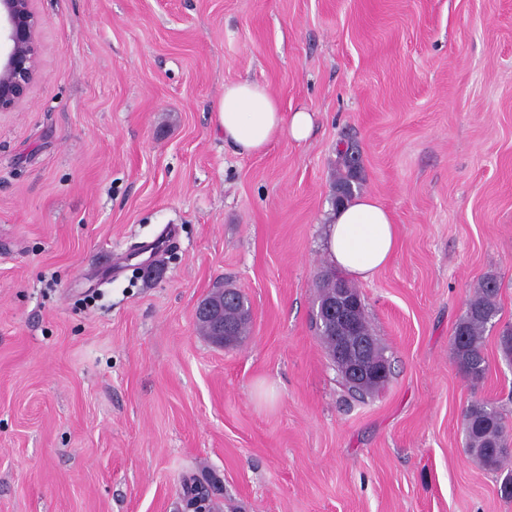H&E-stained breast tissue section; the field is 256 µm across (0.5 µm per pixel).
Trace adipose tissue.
<instances>
[{"label": "adipose tissue", "instance_id": "ef3b65f1", "mask_svg": "<svg viewBox=\"0 0 512 512\" xmlns=\"http://www.w3.org/2000/svg\"><path fill=\"white\" fill-rule=\"evenodd\" d=\"M216 112L225 142L244 155L262 153L283 137L306 140L314 124L313 112L305 108L282 112L264 85L248 79L225 84ZM324 247L332 265L352 277L369 279L397 253L393 217L374 198L353 197L334 208Z\"/></svg>", "mask_w": 512, "mask_h": 512}]
</instances>
